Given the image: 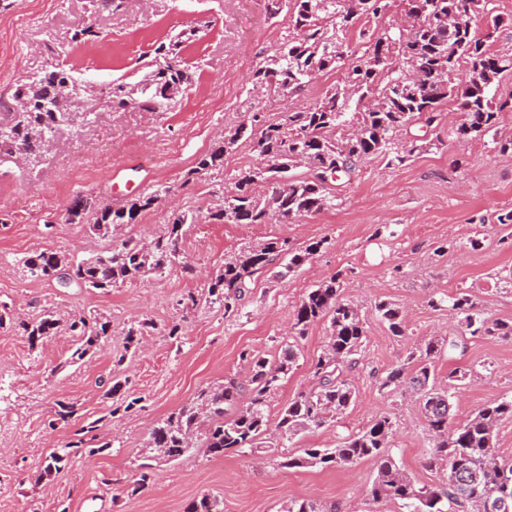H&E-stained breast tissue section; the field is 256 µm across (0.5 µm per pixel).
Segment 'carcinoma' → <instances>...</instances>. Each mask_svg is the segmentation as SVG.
I'll return each mask as SVG.
<instances>
[{
    "instance_id": "carcinoma-1",
    "label": "carcinoma",
    "mask_w": 512,
    "mask_h": 512,
    "mask_svg": "<svg viewBox=\"0 0 512 512\" xmlns=\"http://www.w3.org/2000/svg\"><path fill=\"white\" fill-rule=\"evenodd\" d=\"M491 0H271V11L288 13L289 32L272 54L251 76L252 89L293 94L318 74L346 68L343 83L329 87L313 105L290 109L282 118L256 134L244 124L224 131L212 148L202 155L194 174L224 171V159L244 142H251L261 163L239 171L234 194L214 192L218 204L209 218L220 224L285 223L293 218L316 214L336 206L335 175L353 174L369 156H383L392 165L403 163L417 150L404 147L399 133L416 122L433 125L443 101L453 100L463 120L452 130L458 141L481 139L497 134L502 115L512 112V94L496 97L501 77L512 72V55L491 49L503 31L512 25L489 8ZM402 7L412 19L406 28L391 27L368 33L357 28ZM486 19L483 34L474 21ZM358 32L369 46L362 56L352 58L345 49L347 35ZM181 36L159 43L145 57L143 77L136 82L112 84L105 97L61 66L59 51L49 50V61L19 81L13 93L16 105L8 121L0 125V165L8 163L14 151H23L24 164L37 167L46 158L52 139L68 130L79 112H121L135 107L143 112H164L174 108L195 83L196 70L181 64ZM470 66L464 85L453 83L460 61ZM349 127L338 140L331 132ZM304 167L306 175L293 170ZM263 186L257 194L254 187ZM169 191L166 185L152 192L114 204L97 194L77 197L67 212L70 224H89L92 233L106 238L123 225L135 224L141 213L153 208ZM188 214L173 218L168 231L151 242L124 239L112 250L92 254L79 261L63 252L44 250L20 260L23 275L55 283L64 276L69 286L104 290L117 283L161 276L180 256L182 229ZM324 245L311 242L293 249L288 241L272 239L245 244L224 258V266L211 278L204 303L224 307V315L236 316L242 309L248 280L278 264L277 277H285L308 263ZM394 336L406 334L400 307L391 302L376 305ZM451 309L463 331L472 336L512 337V321L493 319L480 312L473 296L459 291ZM326 322L327 336L322 354L313 367L317 384L288 401L275 425L276 441L286 444L303 431L317 430L342 417L354 404L356 389L341 376V368L356 363L365 339V322L359 311L341 297L340 274L336 273L310 289L295 306L293 341H285L275 360L250 351L241 353L249 365V379L233 380L203 389L191 402L158 419L152 426L147 447L157 455L176 460L195 448L194 439L212 456L229 449L253 454L261 448L270 430L268 402L271 395L294 370L298 340L311 325ZM12 324L27 336L31 346L55 335L60 327L78 337L72 361H80L107 336L109 324L73 315L61 322L56 314L36 321L19 320L3 306L0 328ZM457 347L446 338H431L409 354L407 362L385 372L380 388L395 390L409 386L419 395L432 444L430 465H441L444 482L435 487L413 481L387 452L395 422L381 416L368 426L343 437L334 448H305L297 455H279L284 469L333 468L365 459L376 462L377 473L369 489L375 503L396 500L407 512H456L484 497L512 504V462L501 460L496 448L497 426L512 420V398L495 401L469 418L452 422L450 387L466 379L467 373L452 371L449 386L436 381V362ZM247 399L230 419L225 406L242 395ZM77 410L69 402L57 401L52 424L67 425ZM97 428L93 421L75 430L72 438L46 457L44 472L61 469L72 453L84 447V436ZM285 512H324L314 500L288 503Z\"/></svg>"
}]
</instances>
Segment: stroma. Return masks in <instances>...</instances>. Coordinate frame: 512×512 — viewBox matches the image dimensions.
Here are the masks:
<instances>
[{
	"label": "stroma",
	"instance_id": "obj_1",
	"mask_svg": "<svg viewBox=\"0 0 512 512\" xmlns=\"http://www.w3.org/2000/svg\"><path fill=\"white\" fill-rule=\"evenodd\" d=\"M268 0H138L128 12H93L87 0H69L66 11L52 0H15L0 13V114L12 109L15 86L26 72L40 69L49 47L66 44V67L98 69L103 88L113 79L141 75V60L169 34L194 30L181 53L195 66L194 86L168 112L130 107L114 113L94 130L91 141L60 146L68 165L29 170L0 168V304L22 319L57 314H94L110 322L108 336L83 361L71 363L74 338L60 333L30 346L22 332L0 329V512H186L202 496L216 499L222 512H283L288 501L309 498L325 512H403L399 503H370L366 491L375 475L373 461L331 469L280 468L274 454L225 451L208 455L196 448L178 460L157 456L146 446L154 422L192 401L201 389L228 380L245 381L248 368L240 353L250 350L275 358L290 339L293 310L309 288L342 273L341 296L366 323L367 336L357 365L346 376L356 401L333 425L299 434L287 451L332 448L344 436L388 414L396 423L389 452L418 484L436 486L444 474L429 465L431 437L411 389L381 390L378 379L402 364L424 340L460 338L464 349L441 358L437 380L447 384L457 367L474 376L453 399L457 420L484 405L512 397V338L461 335L445 297L468 290L479 309L512 320V248L508 231L495 221L512 209V160L500 156L491 139L455 141L450 130L461 118L455 102H444L440 123L412 126L407 138L421 150L403 164L383 157L361 161L350 181L337 182L336 206L299 216L288 223L214 224L207 210L215 183L234 184L241 168L257 164L250 144L224 161L220 178L191 169L221 132L250 122L260 112L264 123L287 108L306 107L343 78L342 71L320 74L295 95H269L250 106L252 73L288 36V17H270ZM93 27L95 41L69 44L75 30ZM126 142L132 152L103 167L98 152ZM170 191L124 235L148 242L166 228L172 214H193L181 242L180 258L160 277L117 285L107 292L72 288L22 275L20 260L40 250H57L81 259L111 250L110 238L91 236L87 225L65 216L80 194L134 196L154 185ZM285 239L299 248L318 239L327 244L298 272L284 278L256 273L248 284L240 316L223 309L181 306L183 295L204 293L224 258L242 245ZM397 303L406 334L392 336L380 320V301ZM141 322L145 334L127 346L129 325ZM181 324L180 338L168 335ZM326 340L324 324L311 326L299 342L300 357L288 381L273 394L270 418L315 380L312 365ZM121 381L140 396L127 412H113L107 391ZM76 403L82 421L99 420L103 451L71 455L60 471L45 474L50 451L68 440V426L50 428L57 401ZM151 464L142 489L133 482L140 464Z\"/></svg>",
	"mask_w": 512,
	"mask_h": 512
}]
</instances>
